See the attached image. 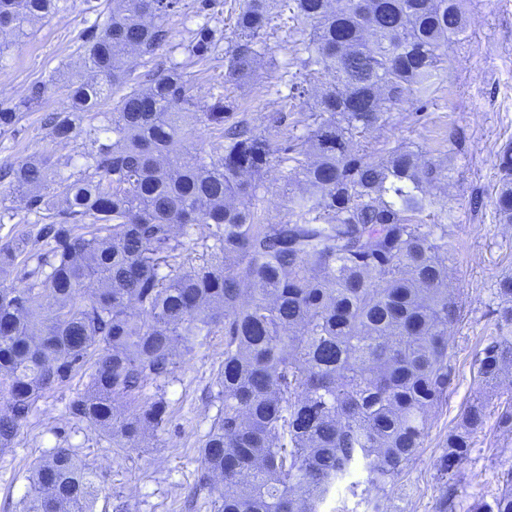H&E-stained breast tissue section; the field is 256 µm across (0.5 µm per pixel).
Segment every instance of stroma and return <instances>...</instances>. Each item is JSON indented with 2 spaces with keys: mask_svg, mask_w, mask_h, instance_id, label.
I'll return each mask as SVG.
<instances>
[{
  "mask_svg": "<svg viewBox=\"0 0 512 512\" xmlns=\"http://www.w3.org/2000/svg\"><path fill=\"white\" fill-rule=\"evenodd\" d=\"M462 6L466 33L449 47L447 67L436 78L423 111L403 105L393 112L389 125L373 134L391 147L406 144L449 158L450 182L441 192L455 216V259L448 283L459 289L466 303L463 319L450 332L455 375L448 404L433 419L426 450L410 483L390 494L407 512H434L441 492L434 461L463 405L479 395L489 404L497 402L493 393L483 392L475 383L473 362L494 333L493 289L502 272L512 269V224L499 222L493 204L500 178L497 155L512 144V0H463ZM94 19L83 0H69L66 11L42 19L27 34L9 37L6 59L0 65V101L27 96L37 82H47L48 89L12 130L0 132V165L42 152L64 163L80 153L81 140L52 142L42 117L63 109V84L80 61L81 34ZM287 38V31L281 30L268 39L269 62L247 81H225L220 67L200 73L195 78L197 95L207 101L224 94L253 125L265 128L274 101L289 93L286 81L292 54L284 48ZM282 188L279 167L270 168L254 202L262 218L287 219ZM223 358L220 336L184 357L164 387L171 411L166 430L129 451L114 447L111 439L70 415L71 400L85 388L84 374L41 398L36 418L21 428L12 448L0 451V512H18L31 466L60 445L78 448L109 489L110 498L99 499L96 512H112L111 499L116 495L125 501L128 512H181V498L199 466L197 446L223 408L222 399L207 390ZM510 457L512 438L486 426L462 466L467 502L487 500L497 492L501 463ZM364 478L362 471H354L337 485L321 512H370Z\"/></svg>",
  "mask_w": 512,
  "mask_h": 512,
  "instance_id": "1",
  "label": "stroma"
}]
</instances>
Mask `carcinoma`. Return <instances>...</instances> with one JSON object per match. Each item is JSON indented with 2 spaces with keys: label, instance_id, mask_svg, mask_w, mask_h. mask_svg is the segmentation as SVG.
I'll use <instances>...</instances> for the list:
<instances>
[{
  "label": "carcinoma",
  "instance_id": "carcinoma-1",
  "mask_svg": "<svg viewBox=\"0 0 512 512\" xmlns=\"http://www.w3.org/2000/svg\"><path fill=\"white\" fill-rule=\"evenodd\" d=\"M68 0H0V36L23 34ZM184 0H112L83 43L67 106L45 116L50 137L88 139L75 171L41 153L0 166L34 238L0 245V451L36 402L81 369L69 413L135 448L170 422L161 387L179 359L224 335L212 385L224 412L197 449L184 506L213 512H320L361 464L371 512L409 479L454 376L449 329L463 310L448 288L452 214L436 190L448 163L368 134L429 93L466 32L460 0H238L236 41L206 25L172 41ZM295 23L289 96L311 98L297 135L268 116L286 145L288 219L262 222L258 197L271 139L234 106L194 93L195 69L224 61L249 78L278 20ZM165 50L163 58L158 52ZM181 51V60L174 58ZM145 71L134 75L138 67ZM123 91L111 112L101 99ZM0 101L8 131L40 97ZM206 124L219 142L189 141ZM494 207L512 223V147L499 154ZM208 235L200 242L198 230ZM496 335L475 355L478 384L507 385L494 409L475 399L434 462L435 512H512V464L491 501L464 506L459 466L487 420L512 436V273L497 282ZM20 512H95L104 490L71 447L51 449L27 477Z\"/></svg>",
  "mask_w": 512,
  "mask_h": 512
}]
</instances>
